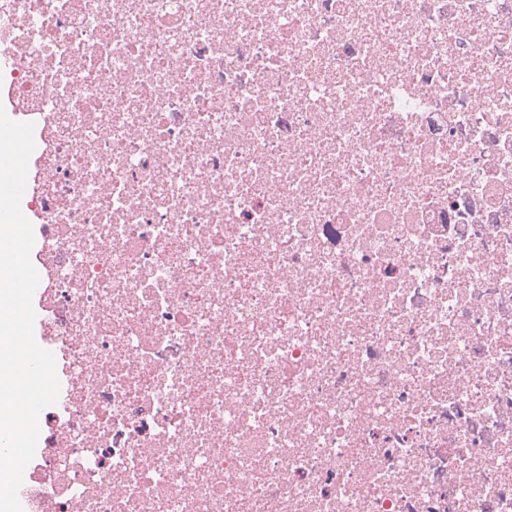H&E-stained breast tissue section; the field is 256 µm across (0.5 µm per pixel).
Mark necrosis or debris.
<instances>
[{"mask_svg": "<svg viewBox=\"0 0 512 512\" xmlns=\"http://www.w3.org/2000/svg\"><path fill=\"white\" fill-rule=\"evenodd\" d=\"M0 106L24 512H512V0H0Z\"/></svg>", "mask_w": 512, "mask_h": 512, "instance_id": "necrosis-or-debris-1", "label": "necrosis or debris"}]
</instances>
